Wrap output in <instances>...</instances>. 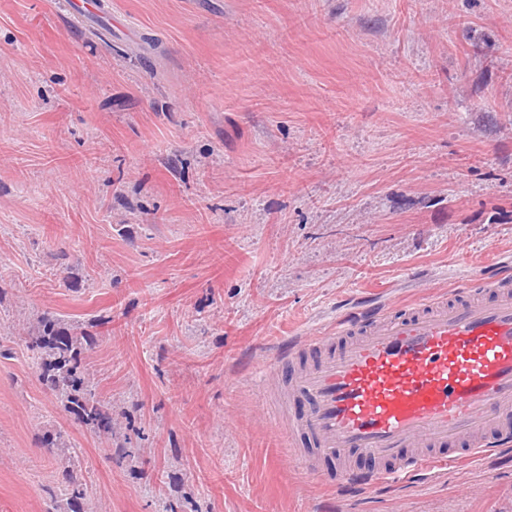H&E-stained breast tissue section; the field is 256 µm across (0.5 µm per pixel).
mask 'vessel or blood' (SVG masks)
<instances>
[{
  "label": "vessel or blood",
  "instance_id": "vessel-or-blood-1",
  "mask_svg": "<svg viewBox=\"0 0 512 512\" xmlns=\"http://www.w3.org/2000/svg\"><path fill=\"white\" fill-rule=\"evenodd\" d=\"M412 286V301L382 289L260 356L263 383L280 390L274 429L314 482H430L512 445V273L447 293Z\"/></svg>",
  "mask_w": 512,
  "mask_h": 512
}]
</instances>
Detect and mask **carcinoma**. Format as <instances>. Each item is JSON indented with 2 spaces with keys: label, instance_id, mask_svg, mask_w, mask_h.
<instances>
[{
  "label": "carcinoma",
  "instance_id": "obj_1",
  "mask_svg": "<svg viewBox=\"0 0 512 512\" xmlns=\"http://www.w3.org/2000/svg\"><path fill=\"white\" fill-rule=\"evenodd\" d=\"M18 341L37 352L38 381L66 413L91 433L112 434V409L96 395L85 364V354L93 349L97 334L44 313ZM66 482L64 512H82L86 484L69 472Z\"/></svg>",
  "mask_w": 512,
  "mask_h": 512
}]
</instances>
